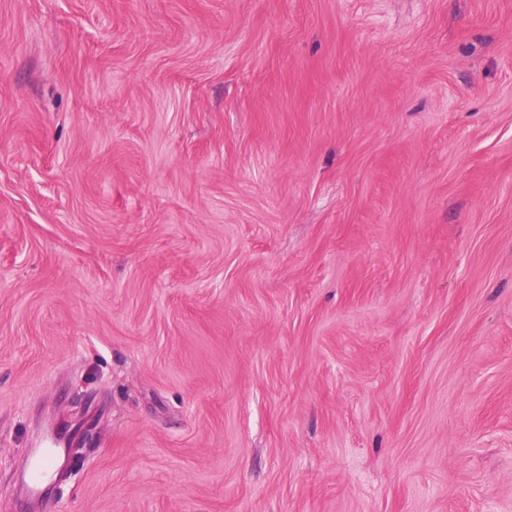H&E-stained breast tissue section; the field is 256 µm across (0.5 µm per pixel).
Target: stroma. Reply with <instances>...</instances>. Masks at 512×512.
Wrapping results in <instances>:
<instances>
[{"mask_svg": "<svg viewBox=\"0 0 512 512\" xmlns=\"http://www.w3.org/2000/svg\"><path fill=\"white\" fill-rule=\"evenodd\" d=\"M0 512H512V0H0ZM57 452L56 448H46L39 452L28 467L31 476V489L38 493L42 486L49 482L55 474Z\"/></svg>", "mask_w": 512, "mask_h": 512, "instance_id": "stroma-1", "label": "stroma"}]
</instances>
